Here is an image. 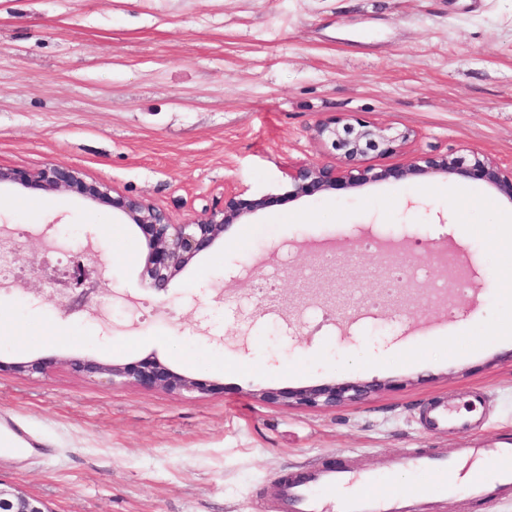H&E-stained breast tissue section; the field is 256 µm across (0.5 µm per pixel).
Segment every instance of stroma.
I'll return each mask as SVG.
<instances>
[{
	"label": "stroma",
	"instance_id": "35a3bbf8",
	"mask_svg": "<svg viewBox=\"0 0 512 512\" xmlns=\"http://www.w3.org/2000/svg\"><path fill=\"white\" fill-rule=\"evenodd\" d=\"M356 116L406 130L375 166L474 150L512 168V0H0V166L80 168L182 224L225 189L281 194L288 167L340 165L314 128ZM78 234L66 253L64 227ZM0 482L49 512H274L285 475L329 456L386 472L512 432V201L445 176L377 183L261 210L166 291L110 207L0 188ZM101 269L91 311L44 301L51 277ZM420 262L443 286L403 279ZM497 289H489L490 278ZM275 292L261 300L258 281ZM153 356L216 391L112 384L64 361ZM381 382L305 408L259 390ZM468 432L430 431L433 399ZM56 363L54 358H35L25 362L9 364L0 361V372L12 370L18 373L46 374Z\"/></svg>",
	"mask_w": 512,
	"mask_h": 512
}]
</instances>
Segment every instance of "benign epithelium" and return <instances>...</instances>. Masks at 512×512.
Instances as JSON below:
<instances>
[{
  "instance_id": "obj_1",
  "label": "benign epithelium",
  "mask_w": 512,
  "mask_h": 512,
  "mask_svg": "<svg viewBox=\"0 0 512 512\" xmlns=\"http://www.w3.org/2000/svg\"><path fill=\"white\" fill-rule=\"evenodd\" d=\"M315 136L331 143L344 166L304 164L288 171V191L281 195L246 196L227 191L220 205L205 207L184 224H174L162 210L145 201L123 194L104 181L87 180L73 167L46 165L36 170L0 167V186L49 194L67 191L96 204L111 207L140 232L146 248L144 285L155 292L166 290L193 260L224 240V234L237 224H244L256 212L277 203L305 196L349 190L379 182H404L446 176L463 182L477 181L512 201V170L507 171L481 153L468 155L425 154L405 163L376 167L364 163L370 153L393 154L409 140L407 131L385 133L361 118L339 117L319 122ZM56 364L53 358H35L25 362L4 363L0 372L45 374ZM73 370L93 375L107 374L112 381L143 388H163L176 392L206 394L217 385L188 377L155 357H145L125 364H103L94 359L69 360ZM378 388L376 383L341 382L292 390L269 388L262 392L271 403L287 402L314 408L357 402ZM0 512H49L42 500L20 488L0 482Z\"/></svg>"
}]
</instances>
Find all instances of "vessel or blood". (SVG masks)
Returning <instances> with one entry per match:
<instances>
[{
    "instance_id": "obj_1",
    "label": "vessel or blood",
    "mask_w": 512,
    "mask_h": 512,
    "mask_svg": "<svg viewBox=\"0 0 512 512\" xmlns=\"http://www.w3.org/2000/svg\"><path fill=\"white\" fill-rule=\"evenodd\" d=\"M420 420L435 431H465L472 425L470 417L449 410L444 399L429 403ZM483 458L491 462V472L477 467L467 480H460L461 461ZM398 465L417 476L402 490L382 474L343 462H323L282 481L276 512H431L437 502L462 488L475 501L512 498V434L500 436L490 447L459 449L453 459L413 448Z\"/></svg>"
}]
</instances>
